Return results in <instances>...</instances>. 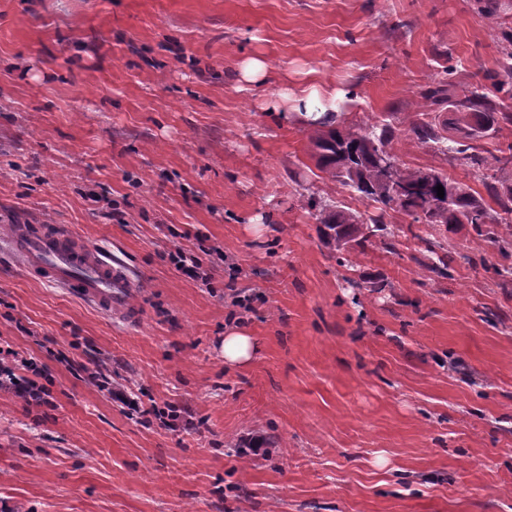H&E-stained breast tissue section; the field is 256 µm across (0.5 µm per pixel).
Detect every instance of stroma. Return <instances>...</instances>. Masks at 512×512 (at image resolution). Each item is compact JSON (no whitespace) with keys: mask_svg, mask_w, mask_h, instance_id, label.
Masks as SVG:
<instances>
[{"mask_svg":"<svg viewBox=\"0 0 512 512\" xmlns=\"http://www.w3.org/2000/svg\"><path fill=\"white\" fill-rule=\"evenodd\" d=\"M0 0V339L48 364L52 405L0 388V512H512V280L470 226H411L338 263L309 197V129L263 109L307 72L337 126L390 119L406 167L475 193L476 169L405 138L441 65L498 69L512 0ZM264 57L265 82L237 88ZM263 231H256V224ZM13 224H54L136 271L138 320L29 275ZM458 250L452 278L416 263ZM201 258L209 285L168 255ZM383 276L380 290L365 282ZM249 297L250 309L231 304ZM260 350L224 363L231 324ZM107 370L190 424L172 431L90 383ZM261 437L267 456L227 443ZM267 75L268 70L264 60L254 56L244 59L238 70L239 82L243 85L241 89L247 88L245 85L263 82Z\"/></svg>","mask_w":512,"mask_h":512,"instance_id":"1","label":"stroma"}]
</instances>
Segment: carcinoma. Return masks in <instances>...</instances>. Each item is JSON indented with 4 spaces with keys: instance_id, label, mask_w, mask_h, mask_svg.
Segmentation results:
<instances>
[{
    "instance_id": "cac0c4a2",
    "label": "carcinoma",
    "mask_w": 512,
    "mask_h": 512,
    "mask_svg": "<svg viewBox=\"0 0 512 512\" xmlns=\"http://www.w3.org/2000/svg\"><path fill=\"white\" fill-rule=\"evenodd\" d=\"M500 70L488 71L483 79L490 85L476 83L458 90L448 78L452 68L442 66L433 87L425 98L436 105L448 106L451 116L442 122L416 121L405 130V136L448 156V161L481 171V181L488 196L498 206L489 207L484 199L436 171L427 182L425 171L404 167L388 149L394 139L390 122L385 119L362 123L344 131L332 127L333 121L311 122L309 135L312 156L325 177L357 193L375 204L378 214L369 218L345 209L329 210L310 197L307 205L319 210L320 241L341 253L363 248L373 238H380L384 248L397 253L401 226L385 221L389 211H401L418 224L456 228L469 225L477 236L489 242L504 263L495 266L496 274L512 275V184L505 176L512 172V144L485 154L481 141L495 135L501 125H512V112L499 103V94L512 98V33L502 41ZM408 189L403 199L390 195L391 186ZM444 188V197L437 196L436 186ZM457 254L441 242H429L424 258L418 263L438 278L452 276Z\"/></svg>"
}]
</instances>
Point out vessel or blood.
Listing matches in <instances>:
<instances>
[{"label": "vessel or blood", "instance_id": "1", "mask_svg": "<svg viewBox=\"0 0 512 512\" xmlns=\"http://www.w3.org/2000/svg\"><path fill=\"white\" fill-rule=\"evenodd\" d=\"M11 241L25 260V270L68 290L102 314L131 312L132 275L123 261L56 225L35 232L15 225Z\"/></svg>", "mask_w": 512, "mask_h": 512}]
</instances>
